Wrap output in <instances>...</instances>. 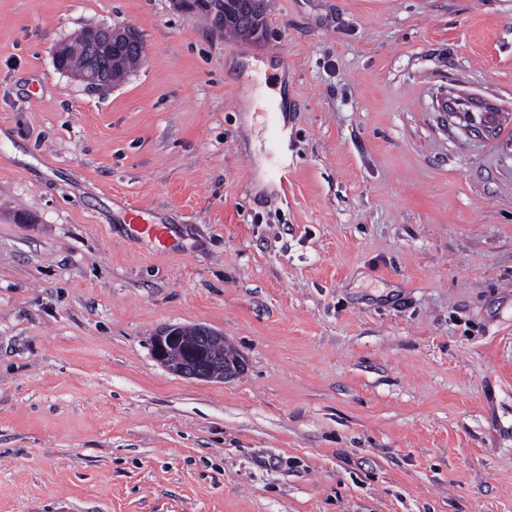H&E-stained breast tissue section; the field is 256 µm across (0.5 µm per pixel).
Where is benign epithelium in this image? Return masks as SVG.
<instances>
[{
  "instance_id": "1",
  "label": "benign epithelium",
  "mask_w": 512,
  "mask_h": 512,
  "mask_svg": "<svg viewBox=\"0 0 512 512\" xmlns=\"http://www.w3.org/2000/svg\"><path fill=\"white\" fill-rule=\"evenodd\" d=\"M181 8L207 10L217 16V28H228V19L222 3L218 0H175ZM89 39L88 57L71 61L63 59L61 50H56L54 63L57 69L69 73L90 87L108 88L110 83L104 76V66H119L126 52L135 49L140 54L147 48L139 33L132 27H87ZM154 359L174 374L198 380L223 383L240 375L244 363L236 358L224 360L212 357L200 345L190 346L183 342L182 328L175 325L161 328L152 338Z\"/></svg>"
}]
</instances>
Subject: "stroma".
<instances>
[{
  "mask_svg": "<svg viewBox=\"0 0 512 512\" xmlns=\"http://www.w3.org/2000/svg\"><path fill=\"white\" fill-rule=\"evenodd\" d=\"M92 25L148 49L107 90ZM0 512H512V0H0ZM221 0H175L177 5L181 8L188 9V10H194V11H200V10H207L202 11V15L206 18L207 21H209L212 24V18L211 14L217 16V29L223 30L227 29L230 32H233L234 34H237L239 36H244L251 38L253 40H256V38L253 36V30L254 28H261L262 32L265 33L267 28V12H266V4L265 1H262L263 9L262 11L255 17H253L251 20H249L246 23H238L230 28H228V19L235 20L236 18L230 15H226L224 7L222 5V2H217ZM210 11V12H208ZM225 17V18H224ZM87 32L89 34L88 57H82L87 47V33L86 29H83L72 44L63 47L69 58L74 56L81 58L71 61L65 60L61 56L62 48H59L54 54V63L58 70L71 74L90 87L104 89L109 88L113 83H117L144 63L145 58L142 55L147 56V48L135 28L130 26H89ZM129 49H136L140 54L137 51L126 54ZM123 58L124 64L122 67L109 69L110 84L104 76L103 67L105 65L120 66ZM266 116L268 124L271 126L273 132V146L270 155V170L274 177L279 181H284L288 176V161L282 154L279 147V133L277 129V106L274 101H271L266 107ZM126 216L137 237L149 239L160 251L167 249L169 240L167 225L153 222L147 210L138 207L128 208ZM183 329L182 336L180 326H165L152 338L153 357L167 370L183 377L217 383H224L244 371L243 361L234 359L233 354L224 350L221 338L205 342L206 349L198 344L190 346L186 343L198 342L194 328Z\"/></svg>",
  "mask_w": 512,
  "mask_h": 512,
  "instance_id": "1",
  "label": "stroma"
}]
</instances>
